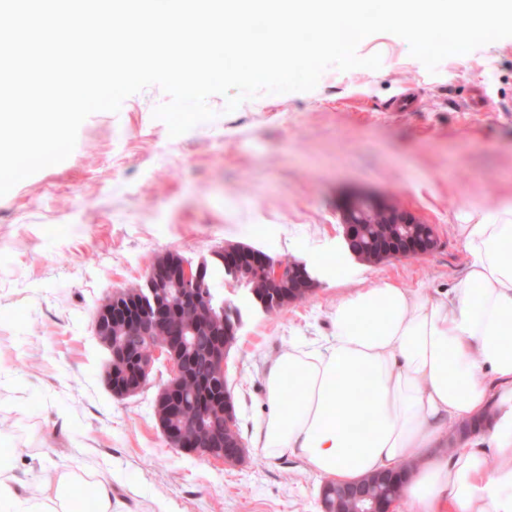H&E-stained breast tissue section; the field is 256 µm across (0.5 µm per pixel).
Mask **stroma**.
Listing matches in <instances>:
<instances>
[{
    "instance_id": "obj_1",
    "label": "stroma",
    "mask_w": 512,
    "mask_h": 512,
    "mask_svg": "<svg viewBox=\"0 0 512 512\" xmlns=\"http://www.w3.org/2000/svg\"><path fill=\"white\" fill-rule=\"evenodd\" d=\"M357 54L380 55V68L331 67L311 91L262 92L231 112L210 96L214 119L174 138L153 116L169 97L149 86L119 112L91 114L65 161L0 197V448L14 453L18 492L80 466L111 475L112 512H321L320 478L253 446L268 366L291 342L328 336L336 301L370 281L447 290L466 268L459 225L512 203V37L433 73L390 33ZM408 89L415 107L395 110ZM357 189L434 225V251L377 264L350 255L340 222ZM231 244L305 263L317 282L269 313L231 278L212 280L240 313L227 361L246 447L236 466L168 445L152 411L166 370L113 396L92 326L159 254L196 264Z\"/></svg>"
}]
</instances>
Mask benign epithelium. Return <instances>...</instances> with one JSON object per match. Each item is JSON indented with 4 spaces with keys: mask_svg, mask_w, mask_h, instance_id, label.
Wrapping results in <instances>:
<instances>
[{
    "mask_svg": "<svg viewBox=\"0 0 512 512\" xmlns=\"http://www.w3.org/2000/svg\"><path fill=\"white\" fill-rule=\"evenodd\" d=\"M342 227L347 242L365 233L366 225H376L368 263L388 259L421 258L431 253L438 240L433 225L426 224L400 209L392 201L372 194H354L342 212ZM224 264L247 268L256 274L263 299L282 296L299 301L311 295L315 280L304 265L295 261L268 265V257L247 247L227 248ZM200 275L177 253L169 251L155 258L149 267L144 287L134 294L112 292L95 311L93 328L98 342L108 348L106 379L113 395L130 396L140 392L159 359L170 366V376L154 400V416L167 442L174 448L205 459L235 465L245 457L242 441L235 434L233 421L214 431L201 419L182 416L185 382H207L225 377L230 337L236 327L224 325L210 309L209 297L198 287ZM161 334L165 341L150 355L139 352L140 342ZM392 478L385 473L373 482L361 481L331 490L336 500L354 501L359 512H379L369 493L371 484L386 485Z\"/></svg>",
    "mask_w": 512,
    "mask_h": 512,
    "instance_id": "obj_1",
    "label": "benign epithelium"
}]
</instances>
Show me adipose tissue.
<instances>
[{
	"instance_id": "1",
	"label": "adipose tissue",
	"mask_w": 512,
	"mask_h": 512,
	"mask_svg": "<svg viewBox=\"0 0 512 512\" xmlns=\"http://www.w3.org/2000/svg\"><path fill=\"white\" fill-rule=\"evenodd\" d=\"M459 232L469 262L448 292L371 282L337 302L322 344L271 362L256 447L327 481L408 466L410 512H512V206ZM466 422L477 430L440 453ZM11 470L0 450V512H80L84 469H53L22 498Z\"/></svg>"
}]
</instances>
